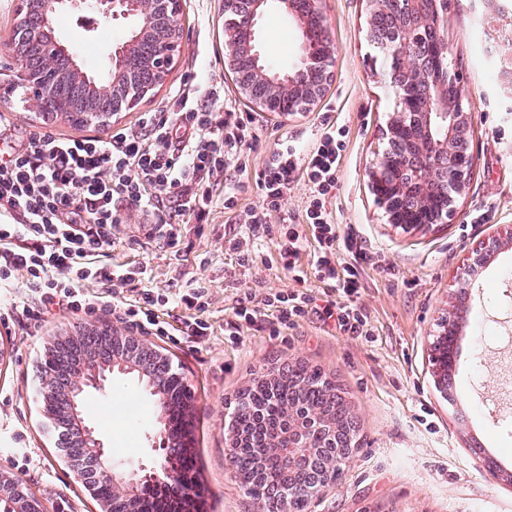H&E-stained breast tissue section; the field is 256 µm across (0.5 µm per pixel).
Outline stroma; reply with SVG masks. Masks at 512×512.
<instances>
[{"mask_svg": "<svg viewBox=\"0 0 512 512\" xmlns=\"http://www.w3.org/2000/svg\"><path fill=\"white\" fill-rule=\"evenodd\" d=\"M494 9L512 13V0H448L442 23L449 71L472 103L474 165L449 223L405 231L388 224L369 185L397 94L369 39L365 0H322L335 47L331 81L314 111L286 119L255 108L225 73L224 0H183L181 48L166 82L138 108L122 113L117 126L135 124L144 112L168 111L188 76L223 84L215 110L230 105L250 113L260 131L248 170L239 177L238 198L245 206L258 205L256 173L281 137L308 147L323 120L349 128L332 215L341 234L353 235L375 254L376 266L364 268L361 303L376 339L341 335L333 322L312 314L278 336L243 327L238 342L227 343L224 327L234 301L226 277L238 263L224 234L237 232V225L228 224L223 207H214L206 223L183 225L186 246L177 252L149 240L150 225L131 212L116 233L113 261L146 267L153 286L166 292L189 282L205 287L209 335L196 343L176 342L134 332L104 312L50 314L36 330L19 319L0 320V345L9 351L0 363V467L48 512H100L57 448L36 391L48 344L99 323L137 333L181 372L195 416L203 512H257L233 473L225 428L241 390L266 368L296 361L320 367L347 392L360 437L350 466L308 512H512V382L506 376L512 364V87L500 73L501 58L512 53V27L488 25ZM126 26L123 20L72 13L61 20L59 33L75 42L89 71L100 72L108 65L112 39ZM257 38L267 57L293 60V28L277 14L264 16ZM493 241L498 247L486 265L466 272L468 255ZM279 245L276 235L259 241L267 261L246 270L242 286L293 288L288 273L272 264ZM460 287L469 308L458 337L460 365L450 385L439 386L432 342ZM84 416L117 464L151 456L160 401L137 375L115 377L105 393L89 397Z\"/></svg>", "mask_w": 512, "mask_h": 512, "instance_id": "1", "label": "stroma"}]
</instances>
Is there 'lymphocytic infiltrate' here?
<instances>
[{
  "mask_svg": "<svg viewBox=\"0 0 512 512\" xmlns=\"http://www.w3.org/2000/svg\"><path fill=\"white\" fill-rule=\"evenodd\" d=\"M223 94L215 85L178 89L171 111L143 113L136 125L104 137H62L42 129L19 140L8 136L10 121L0 113V284L16 272L26 273L27 286L38 297L37 305L22 307L30 326L39 327L50 306L92 313L106 304L113 313L164 335L168 328L158 311L174 305L186 311L180 329L186 340L207 336L203 288L162 291L152 286L145 268L113 263L110 251L128 211L149 218L174 248L177 225L203 223L220 199L233 223L245 229L227 240L239 266L253 263L255 242L271 234L273 223L286 225L278 264L295 283L285 292L259 294L250 288L237 297L224 330L229 342H236L242 324H260L266 307L277 310L282 329L313 313L333 321L342 335H373L361 304L365 286L357 267L370 256L360 241L341 236L329 209L348 129L324 123L307 149L281 139L258 173L260 204L242 208L239 185L230 174L246 172L259 135L249 114L207 107V100ZM201 95L206 98L202 105L197 102ZM300 181L308 196L302 214L296 215L282 204ZM308 241L315 250L306 270L299 256ZM343 250L352 255L351 263L342 262ZM311 277L331 292L324 304H316L305 286ZM89 283L110 290V297L84 293Z\"/></svg>",
  "mask_w": 512,
  "mask_h": 512,
  "instance_id": "obj_1",
  "label": "lymphocytic infiltrate"
}]
</instances>
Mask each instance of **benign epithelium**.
Instances as JSON below:
<instances>
[{"label": "benign epithelium", "mask_w": 512, "mask_h": 512, "mask_svg": "<svg viewBox=\"0 0 512 512\" xmlns=\"http://www.w3.org/2000/svg\"><path fill=\"white\" fill-rule=\"evenodd\" d=\"M182 0H20L15 19V32L28 39H38L42 31L54 28V23L63 14L90 10L104 19H124L130 23L125 33L112 41L108 70L112 81L101 83L86 71L77 61V50L73 43L64 38L50 39L44 43V55L49 60L48 68L40 74L30 72L21 62L19 39L13 37L0 41V55L14 62L13 84L24 90L26 109L40 117L48 112L65 111V105L57 96L58 77L55 61L62 53L70 56L69 77L83 84L88 92L112 91L114 105L112 115L95 121L96 125L109 124L112 119L127 112L145 100L150 99L164 84L180 49L182 32L179 22ZM298 0H224V41L226 52L225 70L234 75L243 92L252 95L253 85L266 87V95L253 98L257 108L275 112L286 118L298 112L311 110L320 100L323 90L308 85L309 78L317 74L331 77L334 52L331 35L323 24L313 26V21H322L321 0H307L308 12L297 7ZM369 14L386 6L396 8L409 17V22L399 31L403 52L399 57L396 72L390 74L391 84L403 91L399 109L391 113L386 123V134L404 140L411 151L439 155L456 152L455 130L463 123L470 122L472 103L463 92L455 97L448 96V84L454 81L448 73V42L440 27V13L448 6L447 0H367ZM275 10L288 19L297 30L298 54L296 60L286 68L273 70L270 60L263 54L256 35L261 18ZM153 45V52L147 59L149 70L155 81L134 90L126 87L131 66L138 63L137 50L141 43ZM240 56L251 58L253 65L249 80L237 72L236 59ZM418 76L430 86L424 103L415 108L414 102L405 94L404 77ZM474 164L473 155L458 157L457 167L449 174L456 194L464 192ZM388 177V161L381 157L369 171V182L380 185ZM437 179V170L423 166L412 172L410 182L391 183L387 195L378 196V203L384 207L388 223L405 226L400 212L394 209L395 200L408 190L417 193L420 209L431 206L428 191ZM136 366L124 360L112 365H103L90 370L80 368L67 379V392L73 395L74 406L81 404L82 397L90 391H102L113 374H126ZM323 425L317 419L299 424L295 440L289 442L291 450L309 447V432L321 430ZM87 444L81 464L70 462L79 480L86 481L89 474L109 475L127 504L126 512H132V500L138 487L146 482H157L163 478L179 479L169 456L156 460L151 466L137 469L118 468L112 463L111 450L84 427ZM323 484L318 475H313L308 485L302 487L278 486L268 494V499L258 502L261 512H288L292 497L299 492L317 494ZM28 493L22 484L10 492L0 487V512H27L25 508Z\"/></svg>", "instance_id": "1"}]
</instances>
